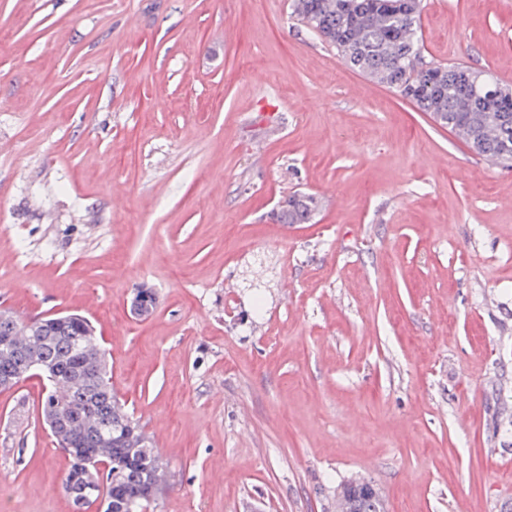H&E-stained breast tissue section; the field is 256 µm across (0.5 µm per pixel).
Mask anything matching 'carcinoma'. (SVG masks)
<instances>
[{
  "mask_svg": "<svg viewBox=\"0 0 512 512\" xmlns=\"http://www.w3.org/2000/svg\"><path fill=\"white\" fill-rule=\"evenodd\" d=\"M291 14L336 49L339 60L372 81L396 90L419 111L448 128L475 154L512 167V86L488 70L441 63L423 54L419 20L423 0H289ZM315 216L313 195L294 193L279 216L281 224H308ZM36 346L63 384L67 399L55 405L45 394L41 414L58 410L67 421L55 442L71 461L66 481L81 479L85 464L75 449L98 451L101 474L85 506L100 512H154L163 490L162 465L154 441L112 391L107 361L82 350L88 319L36 320ZM25 351L0 350V375L23 363ZM336 512H385L383 496L337 494Z\"/></svg>",
  "mask_w": 512,
  "mask_h": 512,
  "instance_id": "1",
  "label": "carcinoma"
}]
</instances>
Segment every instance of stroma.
I'll list each match as a JSON object with an SVG mask.
<instances>
[{
    "label": "stroma",
    "instance_id": "35a3bbf8",
    "mask_svg": "<svg viewBox=\"0 0 512 512\" xmlns=\"http://www.w3.org/2000/svg\"><path fill=\"white\" fill-rule=\"evenodd\" d=\"M288 2L0 0V308L92 322L162 427L156 512H336L354 478L512 512V170ZM423 5L427 58L512 84V0ZM293 193L311 223L271 219ZM44 392L0 391V512H77ZM157 296L152 287L142 284L135 289L131 300V311L138 317L148 318L156 308Z\"/></svg>",
    "mask_w": 512,
    "mask_h": 512
}]
</instances>
